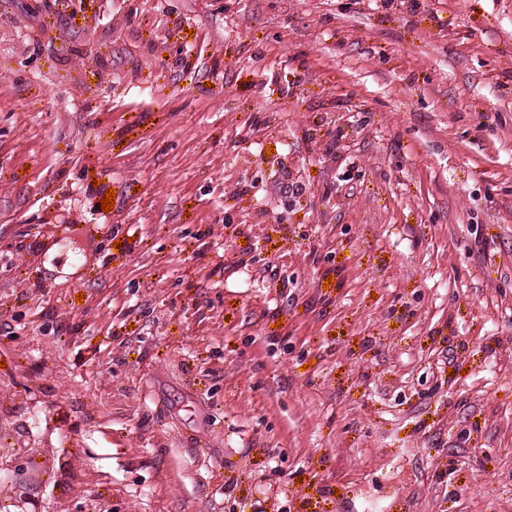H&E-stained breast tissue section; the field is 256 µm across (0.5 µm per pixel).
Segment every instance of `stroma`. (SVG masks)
Segmentation results:
<instances>
[{
    "instance_id": "35a3bbf8",
    "label": "stroma",
    "mask_w": 512,
    "mask_h": 512,
    "mask_svg": "<svg viewBox=\"0 0 512 512\" xmlns=\"http://www.w3.org/2000/svg\"><path fill=\"white\" fill-rule=\"evenodd\" d=\"M1 406L38 512H512V0H0Z\"/></svg>"
}]
</instances>
